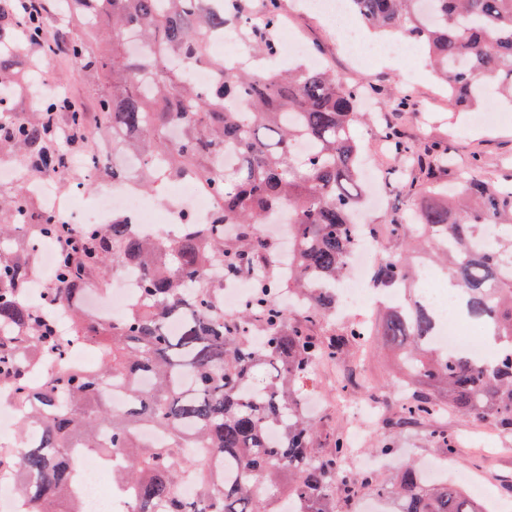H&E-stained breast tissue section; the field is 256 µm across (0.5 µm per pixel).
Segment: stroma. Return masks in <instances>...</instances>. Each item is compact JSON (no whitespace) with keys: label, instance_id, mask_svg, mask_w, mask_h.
Here are the masks:
<instances>
[{"label":"stroma","instance_id":"obj_1","mask_svg":"<svg viewBox=\"0 0 512 512\" xmlns=\"http://www.w3.org/2000/svg\"><path fill=\"white\" fill-rule=\"evenodd\" d=\"M281 5L283 13L290 15L293 28L313 47L314 58L323 61L348 85L366 83L376 88L371 95L372 118L358 125L355 135L362 146L364 165L381 174L380 180L371 187L379 204L365 221L374 226L386 251L401 253L411 244L414 232L407 229L406 222L415 195L423 193L426 184L421 178L414 189H407L400 169V155L382 145L388 126L400 127L421 144L451 136L454 154L447 170L439 177L444 184L458 185L461 170L472 168V159L476 156L481 159L479 168H473L478 179L512 183V103L494 95L488 97L487 110L498 113L499 118L489 124L477 122L475 109L449 105L448 92L430 69L424 45H416L409 58L378 54L368 63L360 64L343 50L322 20L296 13L294 0H281ZM32 67L40 72L41 78L15 86L7 99L12 112L29 114L36 109L34 96L47 98L57 94L78 100L86 112H96L101 81L84 63L62 58L49 63L39 50L22 48L16 55L17 71L24 73ZM405 93L410 94L413 108L406 113L392 110L391 101ZM394 220L405 225L404 231L397 235L389 227ZM367 366L374 383L388 389L389 411L397 412L406 398L398 387L404 374L399 350L389 347L383 337L370 336ZM332 370V364L320 363L306 383L308 412L325 432H337L344 427L336 413V400L331 391ZM480 426L479 420L463 419L449 411L439 413L422 428L389 430L373 426L366 433L363 450L375 455L382 438L390 437L395 452L387 459L385 480L389 483L394 482L405 461L449 456L454 469L481 474L492 501L498 505V512H512V431L498 433L493 450L488 452L474 444ZM435 429L447 430L455 439V453H446L432 439L431 432Z\"/></svg>","mask_w":512,"mask_h":512}]
</instances>
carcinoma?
<instances>
[{
  "mask_svg": "<svg viewBox=\"0 0 512 512\" xmlns=\"http://www.w3.org/2000/svg\"><path fill=\"white\" fill-rule=\"evenodd\" d=\"M81 34L53 31L44 19L22 22L23 0H0V86L15 81L18 38L45 54H63L112 80L99 90L98 122L82 109L46 100L26 118L0 110V152L18 147L41 174L67 170L58 150L60 124L79 136L112 129V149L142 159L138 184L193 179L218 201L210 224L187 220L176 235L142 238L120 218L75 232L50 212L33 216L18 192L0 206V402L20 411V452L0 455V473L23 483L28 512H82L80 470L93 455L119 464L115 489L131 487L121 512H336L348 499L341 472L344 444L328 447L306 416L301 389L316 362L358 344L349 326L327 341L311 327L331 317L348 260L360 244L357 213L360 143L353 128L363 115L360 92L323 67L230 71L211 54V40L242 21L243 37L268 59L280 0H263L251 15L242 0H56ZM349 0L354 15L381 33L425 44L448 97L476 103L491 90L512 99V0ZM112 24V52L92 40ZM137 28L146 51H128ZM206 68L208 91L192 71ZM177 123V141L168 139ZM391 149L426 178L448 167L445 138L418 148L395 128ZM305 140L313 151L300 155ZM227 149L236 165L227 171ZM288 205V278L280 274L275 239L258 233ZM415 226L435 244L445 281L463 298L466 316L488 325L497 342L512 339V185L463 178L459 192L441 185L416 207ZM58 244L52 287L29 298L38 247ZM421 251L391 254L374 271L379 287H406ZM132 262L138 298L105 326L85 309L86 291L112 268ZM229 278L255 272L248 304L224 313L205 273ZM288 291L310 305L296 321L277 301ZM433 314L391 306L375 328L402 350L410 399L387 427L420 423L442 407L512 429V348L490 362L442 351L429 342ZM72 347L92 365L66 360ZM264 383L257 384V373ZM152 424L158 440L136 429ZM80 448L78 456L69 449ZM194 495H185L186 478ZM393 497L397 512H477L464 487L428 484L406 468L394 486L361 478Z\"/></svg>",
  "mask_w": 512,
  "mask_h": 512,
  "instance_id": "cac0c4a2",
  "label": "carcinoma"
}]
</instances>
